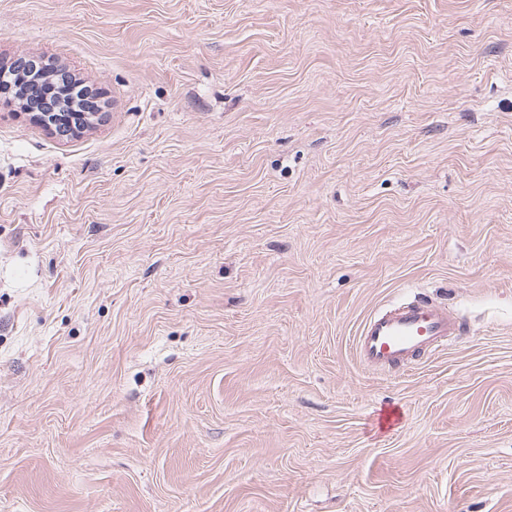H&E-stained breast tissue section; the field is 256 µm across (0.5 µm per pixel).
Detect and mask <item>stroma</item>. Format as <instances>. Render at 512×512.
Here are the masks:
<instances>
[{
  "mask_svg": "<svg viewBox=\"0 0 512 512\" xmlns=\"http://www.w3.org/2000/svg\"><path fill=\"white\" fill-rule=\"evenodd\" d=\"M19 55L107 106L0 98V512H512V0H0ZM414 297L464 335L363 366ZM60 73H63L61 76L63 80H54V84L58 88V94H56L59 100L58 106L54 111L36 113L34 119L45 126L51 125L58 116L63 115L68 118L69 122L71 121V126L74 127L75 121L80 123L81 120L85 119L82 114L76 112H86L88 113V121H91L101 109L99 102L96 101L97 94L90 90L89 86L84 85L68 73L59 72L57 74ZM73 96L76 97L71 99Z\"/></svg>",
  "mask_w": 512,
  "mask_h": 512,
  "instance_id": "1",
  "label": "stroma"
}]
</instances>
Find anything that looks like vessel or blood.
Masks as SVG:
<instances>
[{"instance_id": "obj_1", "label": "vessel or blood", "mask_w": 512, "mask_h": 512, "mask_svg": "<svg viewBox=\"0 0 512 512\" xmlns=\"http://www.w3.org/2000/svg\"><path fill=\"white\" fill-rule=\"evenodd\" d=\"M461 333V323L445 308L415 299L370 315L356 338V354L375 370L406 368L445 349Z\"/></svg>"}]
</instances>
